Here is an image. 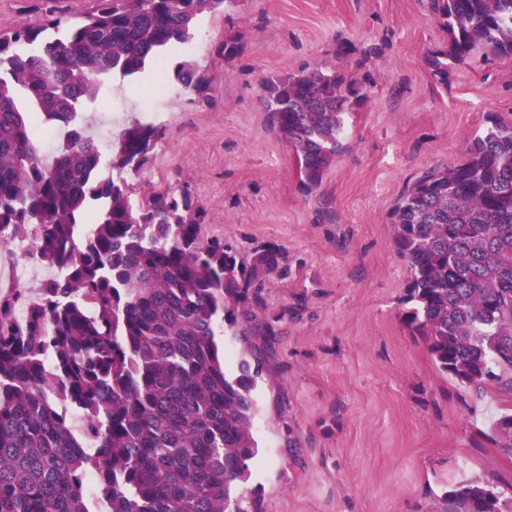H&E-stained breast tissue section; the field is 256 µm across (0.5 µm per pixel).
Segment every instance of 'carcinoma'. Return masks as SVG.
I'll return each mask as SVG.
<instances>
[{
  "label": "carcinoma",
  "instance_id": "obj_1",
  "mask_svg": "<svg viewBox=\"0 0 512 512\" xmlns=\"http://www.w3.org/2000/svg\"><path fill=\"white\" fill-rule=\"evenodd\" d=\"M237 2L100 0L72 23L54 20L55 37H0V249L24 244L23 256L64 271L34 298L0 291V512H244L253 380L226 376L218 337L277 254L249 268L223 241L202 242L203 212L183 187L132 203L125 174L145 165L161 126L132 122L105 165L81 121L106 94L103 78L144 73L192 43L200 14ZM433 8L448 43L426 63L442 83L479 54L512 57V0ZM175 79L208 101L194 62H180ZM259 86L303 187L317 188L344 150L357 93L321 64ZM486 123L465 159L401 197L395 243L410 269L409 322L438 369L466 383L505 379L511 393L512 122ZM39 129L64 132L50 166ZM63 405L82 414L81 432ZM493 432L512 454V416ZM503 508L476 482L449 504Z\"/></svg>",
  "mask_w": 512,
  "mask_h": 512
}]
</instances>
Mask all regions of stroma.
Wrapping results in <instances>:
<instances>
[{"instance_id": "stroma-1", "label": "stroma", "mask_w": 512, "mask_h": 512, "mask_svg": "<svg viewBox=\"0 0 512 512\" xmlns=\"http://www.w3.org/2000/svg\"><path fill=\"white\" fill-rule=\"evenodd\" d=\"M96 5L0 0V34ZM446 41L431 0H238L197 22L209 104L170 73L154 94L147 72L110 78L85 115L112 145L133 121H156L164 137L134 187H188L201 240L223 239L247 265L279 253L222 337L228 376L255 371L246 512H444L459 484L486 480L512 500V455L492 430L512 394L437 368L406 319L409 267L394 238L400 197L463 160L488 113L512 119V57H474L443 83L424 58ZM318 64L361 99L345 116V152L309 192L259 81Z\"/></svg>"}]
</instances>
